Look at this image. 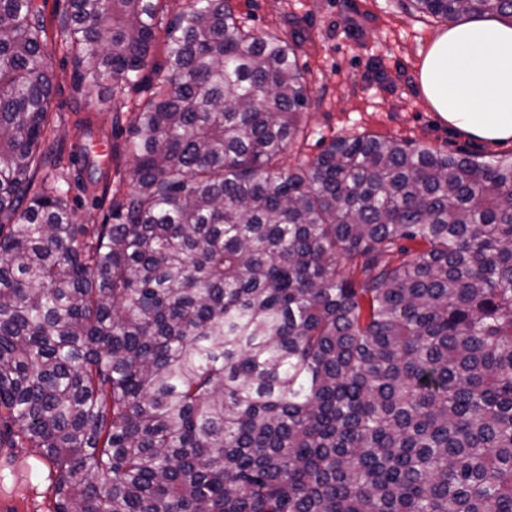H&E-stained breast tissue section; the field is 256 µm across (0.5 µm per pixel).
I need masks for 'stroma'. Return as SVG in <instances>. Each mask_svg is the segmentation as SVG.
<instances>
[{
    "mask_svg": "<svg viewBox=\"0 0 512 512\" xmlns=\"http://www.w3.org/2000/svg\"><path fill=\"white\" fill-rule=\"evenodd\" d=\"M37 2L46 21L47 62L57 76L45 147L61 161L67 203L84 228L81 242L88 243L108 216L111 197L132 188L126 151L131 118L157 76L147 73L123 100L112 101L110 82L87 85L57 35L67 0ZM230 6L256 34L301 43L298 64L312 101L308 126L286 153V165L314 158L332 139L361 134L472 156L512 154V142L484 143L448 126L421 95L419 53L445 22L407 12L401 0H230ZM88 115L112 155L107 176L95 184L85 154L88 140L78 125ZM54 484V473L35 462L32 449L0 447V497L8 499L9 512H51Z\"/></svg>",
    "mask_w": 512,
    "mask_h": 512,
    "instance_id": "stroma-1",
    "label": "stroma"
}]
</instances>
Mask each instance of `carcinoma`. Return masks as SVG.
Here are the masks:
<instances>
[{"mask_svg":"<svg viewBox=\"0 0 512 512\" xmlns=\"http://www.w3.org/2000/svg\"><path fill=\"white\" fill-rule=\"evenodd\" d=\"M164 11L68 0L58 25L114 100L166 25L132 190L81 245L32 176L57 163L44 16L0 0V437L55 470L52 512H512V154L364 134L286 166L294 43L229 0Z\"/></svg>","mask_w":512,"mask_h":512,"instance_id":"cac0c4a2","label":"carcinoma"}]
</instances>
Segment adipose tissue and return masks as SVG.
I'll return each instance as SVG.
<instances>
[{"mask_svg":"<svg viewBox=\"0 0 512 512\" xmlns=\"http://www.w3.org/2000/svg\"><path fill=\"white\" fill-rule=\"evenodd\" d=\"M433 111L489 144L512 141V25L469 20L430 41L417 64Z\"/></svg>","mask_w":512,"mask_h":512,"instance_id":"obj_1","label":"adipose tissue"}]
</instances>
